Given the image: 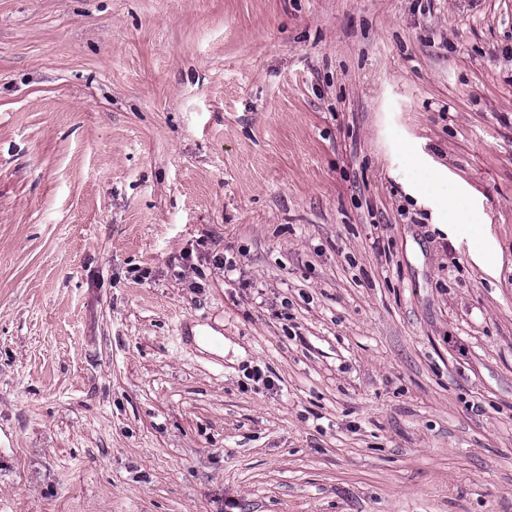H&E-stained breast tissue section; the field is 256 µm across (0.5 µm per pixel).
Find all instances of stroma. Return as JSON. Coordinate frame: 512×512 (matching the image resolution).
Returning a JSON list of instances; mask_svg holds the SVG:
<instances>
[{
	"mask_svg": "<svg viewBox=\"0 0 512 512\" xmlns=\"http://www.w3.org/2000/svg\"><path fill=\"white\" fill-rule=\"evenodd\" d=\"M0 512H512V0H0Z\"/></svg>",
	"mask_w": 512,
	"mask_h": 512,
	"instance_id": "1",
	"label": "stroma"
}]
</instances>
